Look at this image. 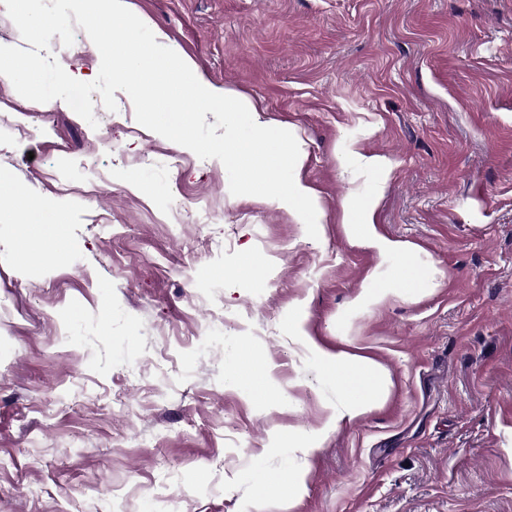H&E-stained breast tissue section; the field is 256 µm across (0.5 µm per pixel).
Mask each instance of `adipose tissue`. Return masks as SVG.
<instances>
[{
  "label": "adipose tissue",
  "instance_id": "obj_1",
  "mask_svg": "<svg viewBox=\"0 0 512 512\" xmlns=\"http://www.w3.org/2000/svg\"><path fill=\"white\" fill-rule=\"evenodd\" d=\"M381 196L380 189L354 206L358 239L377 251L380 257L406 258L404 246L396 241L376 234L373 213ZM23 215L25 227L20 234L21 243L32 241L63 242L65 216L50 209L46 204L28 198L23 188L6 175L0 174V221H14ZM318 364L322 372L342 388L352 393L353 398L343 401L339 414L333 415L332 423L344 418H354L379 404L388 393V380L383 369L372 361H356L345 354L320 353Z\"/></svg>",
  "mask_w": 512,
  "mask_h": 512
}]
</instances>
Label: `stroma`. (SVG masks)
Listing matches in <instances>:
<instances>
[{
    "instance_id": "1",
    "label": "stroma",
    "mask_w": 512,
    "mask_h": 512,
    "mask_svg": "<svg viewBox=\"0 0 512 512\" xmlns=\"http://www.w3.org/2000/svg\"><path fill=\"white\" fill-rule=\"evenodd\" d=\"M131 3L293 133L319 237L125 92L113 112L92 93L93 127L0 75V171L71 244L26 258L0 223V512H512V0ZM100 63L76 29L64 70ZM364 156L391 163L375 227L423 288L343 221L377 179ZM247 252L263 287L236 275ZM242 348L269 397L244 393ZM320 350L379 364L385 402L329 427ZM262 468L302 472L292 504L256 498Z\"/></svg>"
}]
</instances>
